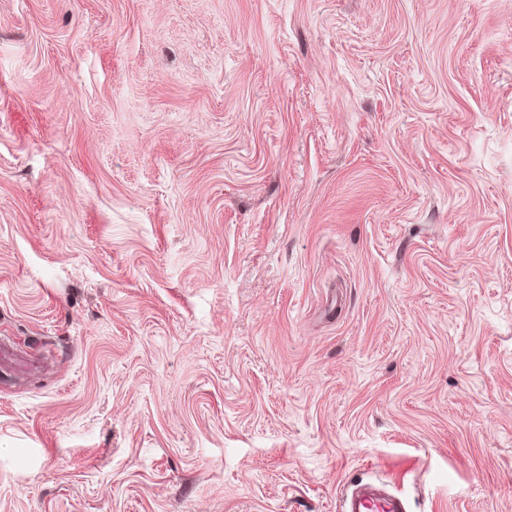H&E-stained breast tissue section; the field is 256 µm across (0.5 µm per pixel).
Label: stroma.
Wrapping results in <instances>:
<instances>
[{
	"instance_id": "obj_1",
	"label": "stroma",
	"mask_w": 512,
	"mask_h": 512,
	"mask_svg": "<svg viewBox=\"0 0 512 512\" xmlns=\"http://www.w3.org/2000/svg\"><path fill=\"white\" fill-rule=\"evenodd\" d=\"M0 512H512V0H0ZM342 512H407L405 502L374 484L350 480L342 497Z\"/></svg>"
}]
</instances>
